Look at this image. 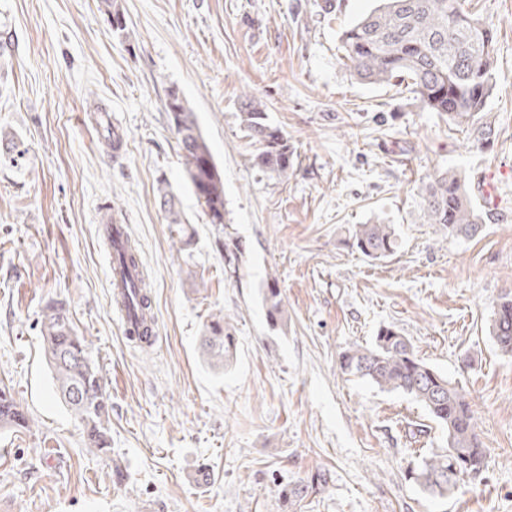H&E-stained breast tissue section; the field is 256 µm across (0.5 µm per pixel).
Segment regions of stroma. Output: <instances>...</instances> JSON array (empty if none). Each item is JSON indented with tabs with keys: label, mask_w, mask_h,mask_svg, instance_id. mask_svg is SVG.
<instances>
[{
	"label": "stroma",
	"mask_w": 512,
	"mask_h": 512,
	"mask_svg": "<svg viewBox=\"0 0 512 512\" xmlns=\"http://www.w3.org/2000/svg\"><path fill=\"white\" fill-rule=\"evenodd\" d=\"M0 0V385L29 417L0 429V512H512V356L496 348L494 303L512 294V0H466L497 29L494 88L465 126L421 108L409 85H374L344 66L340 35L375 0ZM187 99L224 177V230L183 181L170 89ZM292 145L288 178L254 167L243 96ZM121 138L113 146L107 126ZM454 168L483 232L452 239L424 223L418 188ZM499 174L482 204L478 177ZM167 180L193 229L184 245L157 200ZM138 247L157 318L149 347L120 328L108 286L104 213ZM394 225L383 260L349 245L352 225ZM240 277H224L225 238ZM276 279L286 310L267 317ZM66 303L90 344L110 413L111 455L54 394L41 316ZM223 314L237 355L202 357ZM397 329L462 385L488 465L434 498L408 477L446 437L409 396L344 374L342 353ZM425 425L416 434V425ZM121 477H114L113 459ZM207 467L211 480L194 479ZM326 474L325 484L311 486Z\"/></svg>",
	"instance_id": "35a3bbf8"
}]
</instances>
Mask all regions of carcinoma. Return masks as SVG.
Masks as SVG:
<instances>
[{"mask_svg": "<svg viewBox=\"0 0 512 512\" xmlns=\"http://www.w3.org/2000/svg\"><path fill=\"white\" fill-rule=\"evenodd\" d=\"M102 4L113 30L124 31L123 13L112 8V0H102ZM496 40L493 23L464 10L462 0H378L372 11L340 36L344 65L360 80L389 84L408 77L421 108L446 116L454 124H467L485 111L493 91ZM165 110L176 133L184 181L207 223L224 224V180L194 112L175 89L169 90ZM241 120L256 147L254 165L280 178L288 177L294 151L284 131L248 96L241 102ZM159 184V205L168 222L187 223L167 181ZM420 198L425 223L439 225L448 236L468 238L482 231V216L468 200L453 169L436 172L420 188ZM350 240L352 247L371 260L393 255L398 244L394 225L381 223L354 225ZM241 256L239 244L224 242L227 278L237 277ZM264 301L272 322L284 319L275 282L266 283ZM41 324L44 354L60 400L85 424V447L93 453L108 450L104 427L108 410L86 338L77 334L62 304L47 306ZM489 333L501 353L512 355L511 297L496 302ZM201 350L215 368L224 369L233 362L237 338L223 316H213L205 324ZM340 368L384 391L412 397L446 435L447 450L423 459L409 471V479L428 495L446 498L459 481L483 472L487 454L465 390L418 359L411 343L398 331L379 329L371 346L344 352ZM28 422L9 389L0 386V426L21 427ZM306 490L305 485H287L282 490L291 512H296Z\"/></svg>", "mask_w": 512, "mask_h": 512, "instance_id": "1", "label": "carcinoma"}]
</instances>
